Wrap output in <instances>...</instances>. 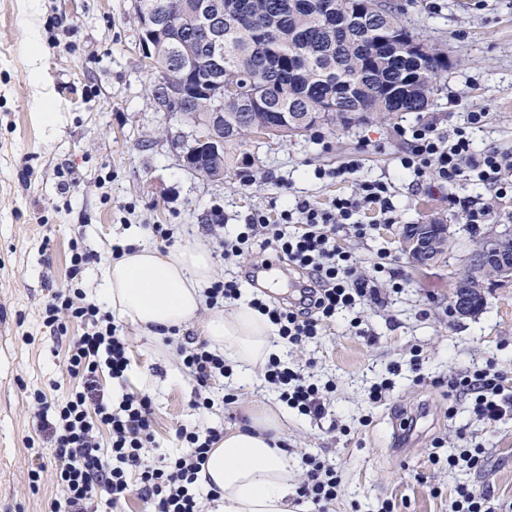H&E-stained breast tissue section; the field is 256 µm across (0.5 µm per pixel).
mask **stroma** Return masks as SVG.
Here are the masks:
<instances>
[{
	"label": "stroma",
	"instance_id": "obj_1",
	"mask_svg": "<svg viewBox=\"0 0 512 512\" xmlns=\"http://www.w3.org/2000/svg\"><path fill=\"white\" fill-rule=\"evenodd\" d=\"M406 10L410 30L446 45L455 62L427 112L255 145L247 173L230 168L215 184L181 165V116L153 105L155 76L144 65L131 0H0V512H49L56 494L51 452L31 459L25 440L32 433L29 395L48 390L65 360L66 342L45 332L41 310L49 289L68 283L71 239L83 237L98 250L145 244L146 225L170 224L181 245L209 237L216 204L230 237L251 211L276 218L273 197L306 195L327 207L350 193V183L316 179L314 170L355 155L365 178L394 185V221L361 215L366 236L340 226L336 243L367 270L388 253L379 276L386 303L362 306L365 335H356L344 312L317 342L281 350L288 362L313 361L315 379L336 385L331 416L288 413L283 433L294 474L302 476L306 453L335 464L342 477L335 512H378L385 501L393 512H448L462 483L489 489L503 512H512V418L483 424L470 402L448 389L449 378L491 363L504 372L512 397V282L490 284L470 316H454L452 306L454 272L472 248V229L448 197L481 201L491 192L479 182L450 188L414 180L397 160L400 127L421 119L445 135L475 108L489 117L472 134L474 148L512 152V0H411ZM39 89L53 103V125L38 116ZM64 181L65 194L58 190ZM428 214L447 220L456 248L447 263L417 271L400 250V231ZM127 334L130 382L152 394L155 440L169 450L177 428L204 422L189 408L193 384L178 376L170 347L132 328ZM394 363L401 371L392 376ZM388 377L393 390L371 404L370 387ZM226 392L237 397L224 409L228 427L256 404L280 405L258 375L248 384L226 378L214 395ZM438 436L447 442L442 458L464 439L482 448V470L432 464ZM40 464L43 480L33 493L28 472Z\"/></svg>",
	"mask_w": 512,
	"mask_h": 512
}]
</instances>
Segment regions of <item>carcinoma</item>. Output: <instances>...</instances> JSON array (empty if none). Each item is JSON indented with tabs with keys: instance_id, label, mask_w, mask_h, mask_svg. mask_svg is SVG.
Wrapping results in <instances>:
<instances>
[{
	"instance_id": "carcinoma-1",
	"label": "carcinoma",
	"mask_w": 512,
	"mask_h": 512,
	"mask_svg": "<svg viewBox=\"0 0 512 512\" xmlns=\"http://www.w3.org/2000/svg\"><path fill=\"white\" fill-rule=\"evenodd\" d=\"M199 0H137L141 36L166 47L160 64L184 70L190 92L168 112H211L224 99V169L248 160L249 138L284 140L320 126L426 111L448 77V52L426 53L388 0H224V46L211 50L192 24ZM190 47L193 59L184 57ZM303 118L300 132L289 114ZM486 272L470 291L479 309Z\"/></svg>"
}]
</instances>
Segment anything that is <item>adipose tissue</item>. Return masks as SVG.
<instances>
[{
    "mask_svg": "<svg viewBox=\"0 0 512 512\" xmlns=\"http://www.w3.org/2000/svg\"><path fill=\"white\" fill-rule=\"evenodd\" d=\"M213 272L212 251L205 239L166 253L141 244L107 264L98 292L119 320L157 340L207 310L205 336L223 350L246 383L275 352L273 328L242 301L229 308L207 309L204 290ZM256 414L247 427L227 428L198 474L203 488H217L221 495L215 512H291L288 500L295 479L287 452L277 446L281 421L265 406L258 407Z\"/></svg>",
    "mask_w": 512,
    "mask_h": 512,
    "instance_id": "1",
    "label": "adipose tissue"
}]
</instances>
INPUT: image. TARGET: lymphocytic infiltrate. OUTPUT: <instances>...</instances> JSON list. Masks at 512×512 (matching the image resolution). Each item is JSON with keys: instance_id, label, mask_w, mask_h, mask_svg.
I'll list each match as a JSON object with an SVG mask.
<instances>
[{"instance_id": "lymphocytic-infiltrate-1", "label": "lymphocytic infiltrate", "mask_w": 512, "mask_h": 512, "mask_svg": "<svg viewBox=\"0 0 512 512\" xmlns=\"http://www.w3.org/2000/svg\"><path fill=\"white\" fill-rule=\"evenodd\" d=\"M487 118L484 110L469 111L464 126L446 136L431 124L402 129L407 149L400 158L401 166L419 180L432 176L454 184L469 179L489 185L495 197L512 194V153L494 148L475 150L469 135L470 129L484 125ZM359 168V159L353 158L336 169H316L317 178L355 182L354 191L333 200L331 207L298 198L281 210L279 223H269L258 210L248 215L235 237L217 241L216 252L225 261L249 253L256 239L276 243L289 266L311 278V287L304 289L294 305H281L260 294L250 301L274 326L277 342L285 348H304L343 311L367 301L382 302L376 278L359 270L351 253L336 244L337 225L365 234L366 227L358 220L364 211H377L384 223L393 221V186L382 180L357 179ZM100 260L98 251L90 246L73 245L72 284L53 291L42 310V323L51 334L64 335L72 323L84 328L66 353L69 386L52 382L50 391L35 392L30 402L39 437L53 450L58 496L51 512H93L98 492H107L116 504L133 489L145 512H209V504L218 495L202 492L198 472L211 448L223 439V430L180 428L177 439L182 452L150 461L155 444L150 395L125 390L115 397L101 383L106 375L125 385L131 357L130 340L123 328L96 300L88 299L80 285L85 270ZM165 343L173 347L182 373L195 384L191 408L213 411L211 382L233 372L223 351L187 334L166 337ZM261 373L266 386L288 408L314 419L327 414L326 394L333 391V383L318 384L304 366L288 364L276 355L268 359ZM504 380L502 371L485 366L451 381L450 387L470 397L476 417L493 424L512 413V399L503 395ZM303 463L296 502H310L316 512H332L342 484L335 465L310 454L304 455Z\"/></svg>"}]
</instances>
